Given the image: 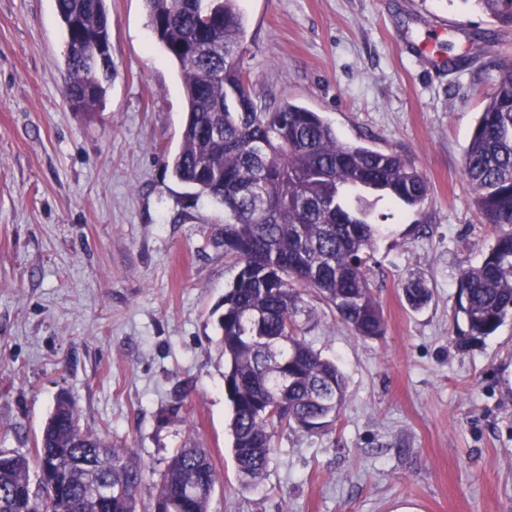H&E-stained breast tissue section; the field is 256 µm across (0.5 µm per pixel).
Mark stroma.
I'll list each match as a JSON object with an SVG mask.
<instances>
[{
    "label": "stroma",
    "instance_id": "obj_1",
    "mask_svg": "<svg viewBox=\"0 0 512 512\" xmlns=\"http://www.w3.org/2000/svg\"><path fill=\"white\" fill-rule=\"evenodd\" d=\"M107 7L118 75L86 116L64 97L55 0H0V451L34 455L64 391L84 429L134 449L143 508L193 442L219 474L210 512H512V318L472 337L457 304L494 239L463 153L512 29L461 0H241L258 104L319 112L344 141L407 155L430 186L420 209L374 206L384 336H355L305 295L302 334L336 361L345 401L332 431L278 430L246 489L217 345L239 271L224 208L164 169L186 104L143 0ZM413 275L432 291L419 310L402 293Z\"/></svg>",
    "mask_w": 512,
    "mask_h": 512
}]
</instances>
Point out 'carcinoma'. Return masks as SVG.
<instances>
[{
  "label": "carcinoma",
  "instance_id": "carcinoma-1",
  "mask_svg": "<svg viewBox=\"0 0 512 512\" xmlns=\"http://www.w3.org/2000/svg\"><path fill=\"white\" fill-rule=\"evenodd\" d=\"M158 44L179 67L187 117L164 168L224 206V253L240 270L221 302L218 346L232 382L233 457L244 486L265 479L280 428L333 429L345 399L338 365L301 336L312 290L350 331L385 332L369 271L379 225L368 196L405 209L423 206L424 176L405 156L343 141L323 117L289 100L260 108L241 65L246 36L239 0H143ZM492 24L512 27V0H468ZM67 50L64 96L72 111L102 106L117 76L106 0H55ZM498 77L463 154L480 221L494 230L481 262L462 272L459 311L471 336H490L512 315V65ZM409 306L427 305L420 278L403 286ZM288 386L280 388V367ZM277 415L261 414L274 402ZM48 477L32 488L31 470ZM145 469L131 448L83 430L61 392L35 459L0 453V512H138ZM218 483L208 451L174 450L149 512H209Z\"/></svg>",
  "mask_w": 512,
  "mask_h": 512
}]
</instances>
